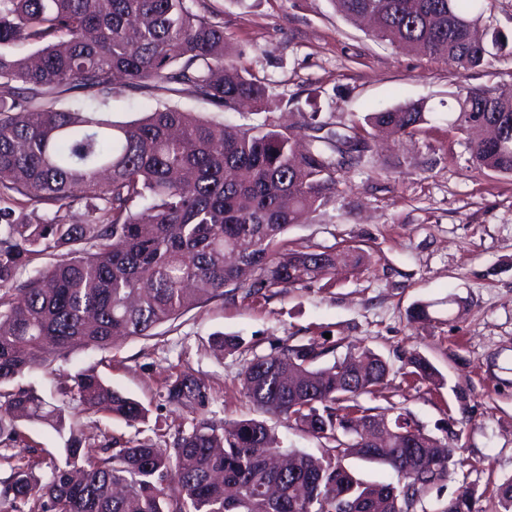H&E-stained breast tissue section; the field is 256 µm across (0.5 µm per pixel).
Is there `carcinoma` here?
<instances>
[{
  "instance_id": "cac0c4a2",
  "label": "carcinoma",
  "mask_w": 512,
  "mask_h": 512,
  "mask_svg": "<svg viewBox=\"0 0 512 512\" xmlns=\"http://www.w3.org/2000/svg\"><path fill=\"white\" fill-rule=\"evenodd\" d=\"M197 0H0V443L19 425L65 428V414L17 378L47 371L77 349L107 350L143 337L226 288L261 293L313 283L335 268L329 249H287L294 224L336 202V173L374 158L370 134L349 126L320 134L316 98L300 126L210 122L176 106L117 122L92 107L56 109L58 94L109 98L116 79L133 87L185 92L217 108L246 101L280 109L270 83L243 63L224 26ZM346 19L369 15L371 36L464 70L489 66L508 37L485 19L484 0H333ZM33 52L20 55V48ZM448 127L467 135L472 165L512 175V98L489 86L454 96ZM422 102L367 115L391 136L427 122ZM81 197L91 224L24 221L25 202L64 205ZM64 259L27 274L36 257ZM308 344L254 357L241 392L266 413L332 444L316 457L285 450L257 419L231 426L205 416L170 446L120 441L95 455L69 428L65 456L47 481L22 463L6 484L12 504L30 512H417L429 491L459 474L450 431L425 433L399 413L359 403L386 384L387 362L351 347L327 366ZM411 374L435 378L431 363L409 358ZM85 407L131 424L146 408L93 371L74 377ZM181 408L209 399L205 381L182 375L165 388ZM349 458L389 466L395 484L370 482ZM467 486L434 512H474Z\"/></svg>"
}]
</instances>
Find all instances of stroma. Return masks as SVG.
<instances>
[{
	"label": "stroma",
	"instance_id": "35a3bbf8",
	"mask_svg": "<svg viewBox=\"0 0 512 512\" xmlns=\"http://www.w3.org/2000/svg\"><path fill=\"white\" fill-rule=\"evenodd\" d=\"M198 9L223 24L245 65L281 97L276 121L297 125L312 95L334 128L362 123L383 107L427 104L429 120L416 132L378 137L374 163L339 175L344 208H327L284 235L294 249L358 247L368 259L360 268L337 270L323 285L251 295L237 290L186 311L152 336L126 339L109 351L73 352L53 371L18 378V385L62 407L92 451L114 437L164 444L202 412L223 424L263 417L282 447L319 457L328 443L289 428L281 416L259 414L241 395L239 375L254 356L286 344L316 345L323 366L350 346L366 347L387 361L389 374L360 404L396 407L438 438L450 429L459 435L464 473L428 493L427 512L464 485L474 492L477 512H499L497 488L512 478V175L474 169L463 136L448 129V107L462 86L492 84L512 94V54L484 70H459L375 41L337 14L332 0H199ZM162 103L203 120L251 127L266 118L121 80L106 110L113 120L130 121ZM417 302L431 304V321H411ZM224 334L240 337V347L219 348L215 339ZM413 353L436 368V381L412 376ZM84 370L139 400L146 419L128 424L86 410L70 392ZM183 374L209 385L205 409L166 403L165 384ZM20 431L16 447L0 446V482L13 473L15 450H28L41 476L64 456L66 434L30 423Z\"/></svg>",
	"mask_w": 512,
	"mask_h": 512
}]
</instances>
